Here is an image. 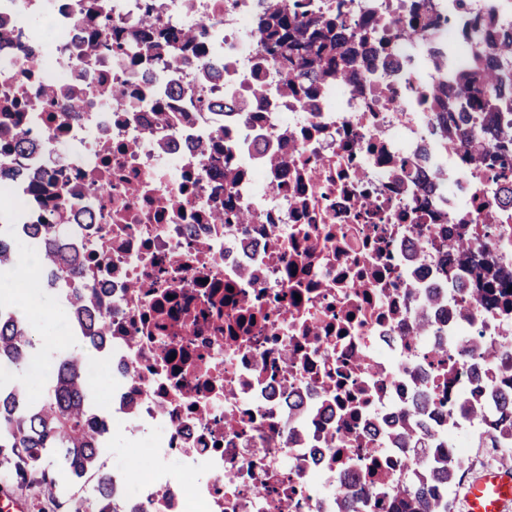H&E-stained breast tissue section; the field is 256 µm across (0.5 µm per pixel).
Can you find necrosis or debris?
<instances>
[{"instance_id":"1","label":"necrosis or debris","mask_w":512,"mask_h":512,"mask_svg":"<svg viewBox=\"0 0 512 512\" xmlns=\"http://www.w3.org/2000/svg\"><path fill=\"white\" fill-rule=\"evenodd\" d=\"M313 2L356 22L421 5L448 32L393 34L387 57L302 104L258 65L259 0H100L113 29L148 10L209 43L220 79L192 60L146 69L135 76L150 94L267 89L244 113L181 101L162 120L149 97H111L132 75L123 55L84 52L85 0H0V222L19 225L23 254L79 257L69 278L36 265L38 288H87L86 307L111 319L90 344L112 379L98 421L204 474L118 494L123 512H344L349 499L387 512L383 490L431 479L402 457L460 459L505 374L481 351H512V310L444 270L440 243L496 225L491 252L512 274V209L461 147L430 136L424 90L446 79L440 59L470 57L476 16L512 23V0ZM73 97L82 109L66 112ZM219 132L241 173L228 190L206 161ZM48 187L63 221L39 237ZM227 205L249 223L213 222Z\"/></svg>"}]
</instances>
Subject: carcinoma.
<instances>
[{
  "instance_id": "1",
  "label": "carcinoma",
  "mask_w": 512,
  "mask_h": 512,
  "mask_svg": "<svg viewBox=\"0 0 512 512\" xmlns=\"http://www.w3.org/2000/svg\"><path fill=\"white\" fill-rule=\"evenodd\" d=\"M257 31L264 52L263 61L280 73V89L285 95L314 96L318 86L331 81L350 83L357 70L368 61L370 44L387 42L388 27L375 19L361 21L358 30L349 27L343 13L312 11L307 0H260ZM86 23L94 30L88 48L102 53L126 55L132 70L145 64L171 68L192 52L202 61L208 46L192 28L172 32L156 26L145 15L138 25L128 26L125 40L106 37L110 20L100 11L99 0H87ZM408 37L437 40L446 23L419 8L399 21ZM476 43L473 55L455 65L454 87L448 81L426 88L425 100L431 134L457 138L467 160L487 170L501 183L505 199L512 202V122L503 112L512 103L503 98L500 83L512 70V35L498 43L484 45L478 29L472 30ZM190 95L181 87L153 98L159 114L167 111V98ZM221 113L242 112L247 101L221 99L204 102ZM13 228L0 229V269L12 271L16 259L9 254L4 239ZM444 263L465 270L479 283L481 298L496 301L505 287L503 271L492 255L483 252L475 259L470 252V236L463 232L448 243ZM8 300H0V469L20 485L35 484L62 512H86V501L66 496L61 477L81 479L84 468L94 465L104 443V430L90 415L91 390L84 375V362L75 355L60 360L53 371L45 397L31 404L26 389L15 382L9 368H20L33 359L36 345L29 325H16L7 315ZM496 403L484 411L485 435L493 448H512V371L501 381ZM390 512H451L448 488L437 490L421 485L396 490Z\"/></svg>"
}]
</instances>
